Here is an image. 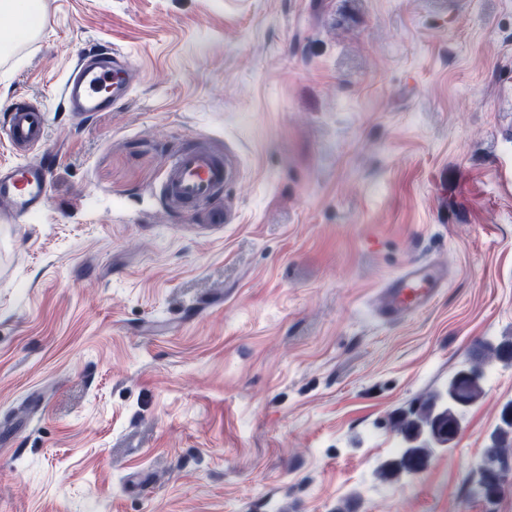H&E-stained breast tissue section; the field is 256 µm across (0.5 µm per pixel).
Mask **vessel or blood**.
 <instances>
[{
    "mask_svg": "<svg viewBox=\"0 0 512 512\" xmlns=\"http://www.w3.org/2000/svg\"><path fill=\"white\" fill-rule=\"evenodd\" d=\"M135 79L136 71L128 58L83 53L78 55L58 95L67 111L108 112L125 92L131 91ZM46 138L42 112L25 105L15 108L8 122L0 127V139L15 149L43 147ZM230 175V164L223 155L202 144L188 147L172 155L165 171L164 195L168 203L186 211L210 206ZM50 186L51 167L44 162L17 167L7 179H0V200L9 206L10 221L23 222L39 211ZM231 219L229 210L211 208V223L226 224ZM447 278V270L438 265L407 264L381 288L377 300L379 316L396 322L429 307Z\"/></svg>",
    "mask_w": 512,
    "mask_h": 512,
    "instance_id": "vessel-or-blood-1",
    "label": "vessel or blood"
}]
</instances>
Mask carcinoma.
<instances>
[{"instance_id":"carcinoma-1","label":"carcinoma","mask_w":512,"mask_h":512,"mask_svg":"<svg viewBox=\"0 0 512 512\" xmlns=\"http://www.w3.org/2000/svg\"><path fill=\"white\" fill-rule=\"evenodd\" d=\"M512 362V338L498 343L485 342L481 346L479 360L459 369L448 382L445 392H432L413 405L394 425L400 437L398 458L388 467L378 470L381 477L394 474L414 475L422 469L432 452L428 433L445 432L447 447H452L453 426L458 422V411L446 407V398L457 393L466 405L477 402L484 395L480 378L473 373L483 370L489 360ZM512 462V401L503 406L500 423L489 436L486 455L475 460L472 468L473 492L487 501H494L501 492L496 470L504 469Z\"/></svg>"}]
</instances>
